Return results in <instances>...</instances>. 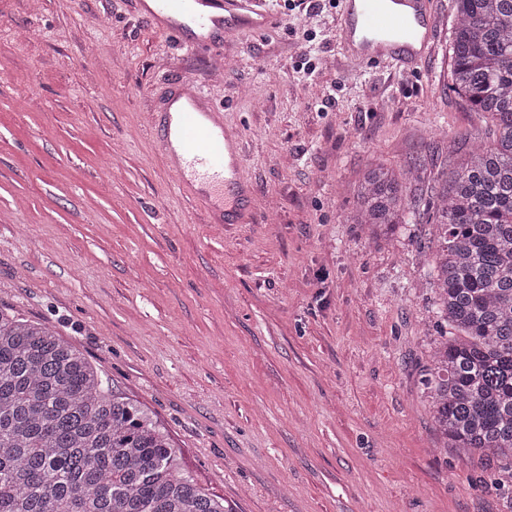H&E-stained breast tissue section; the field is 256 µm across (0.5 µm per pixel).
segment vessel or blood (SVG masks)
<instances>
[{"instance_id":"b4317fda","label":"vessel or blood","mask_w":512,"mask_h":512,"mask_svg":"<svg viewBox=\"0 0 512 512\" xmlns=\"http://www.w3.org/2000/svg\"><path fill=\"white\" fill-rule=\"evenodd\" d=\"M156 31L191 51L216 40L265 31L272 23L266 0H138ZM437 15L432 0H341L338 32L345 56L413 68L432 52ZM159 151L177 185L207 224L234 214L248 223L251 193L241 176L242 136L224 121L199 82L181 78L149 114Z\"/></svg>"}]
</instances>
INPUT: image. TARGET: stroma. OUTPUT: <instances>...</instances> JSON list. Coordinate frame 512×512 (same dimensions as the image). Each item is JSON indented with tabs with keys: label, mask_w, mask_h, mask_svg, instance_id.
<instances>
[{
	"label": "stroma",
	"mask_w": 512,
	"mask_h": 512,
	"mask_svg": "<svg viewBox=\"0 0 512 512\" xmlns=\"http://www.w3.org/2000/svg\"><path fill=\"white\" fill-rule=\"evenodd\" d=\"M186 54L133 0H0V307L52 327L233 512H512L444 453L429 224L350 221L370 165L441 183L490 124L449 86L451 0L416 69L349 61L337 12ZM317 66L303 81L302 63ZM177 76L244 131L247 224L203 223L148 114Z\"/></svg>",
	"instance_id": "stroma-1"
}]
</instances>
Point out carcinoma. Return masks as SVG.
Instances as JSON below:
<instances>
[{
    "mask_svg": "<svg viewBox=\"0 0 512 512\" xmlns=\"http://www.w3.org/2000/svg\"><path fill=\"white\" fill-rule=\"evenodd\" d=\"M450 87L492 123L451 181L370 167L352 223L434 224L437 317L424 394L457 456L512 492V0H452ZM0 512H232L179 469L160 425L49 326L0 309Z\"/></svg>",
    "mask_w": 512,
    "mask_h": 512,
    "instance_id": "cac0c4a2",
    "label": "carcinoma"
}]
</instances>
